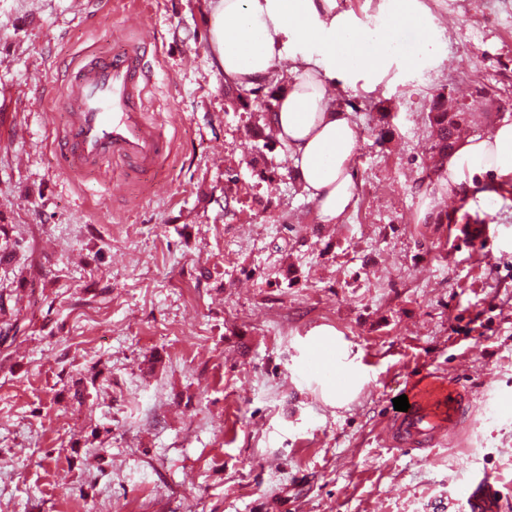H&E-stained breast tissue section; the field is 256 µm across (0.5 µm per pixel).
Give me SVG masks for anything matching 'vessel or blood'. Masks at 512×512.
<instances>
[{
    "label": "vessel or blood",
    "instance_id": "1",
    "mask_svg": "<svg viewBox=\"0 0 512 512\" xmlns=\"http://www.w3.org/2000/svg\"><path fill=\"white\" fill-rule=\"evenodd\" d=\"M70 80L72 92L55 102L66 114L58 151L67 173L102 177L114 168L142 174L163 166L173 140L145 109L153 77L142 43L87 55ZM406 396L408 411L395 412L384 427L397 449L433 450L465 425L475 403L471 390L434 373L415 377Z\"/></svg>",
    "mask_w": 512,
    "mask_h": 512
}]
</instances>
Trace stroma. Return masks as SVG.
<instances>
[{
  "label": "stroma",
  "instance_id": "35a3bbf8",
  "mask_svg": "<svg viewBox=\"0 0 512 512\" xmlns=\"http://www.w3.org/2000/svg\"><path fill=\"white\" fill-rule=\"evenodd\" d=\"M418 4L436 63L336 84L356 191L324 224L229 106L207 0H0V512H471L487 481L512 512V177L448 197L427 118L443 94L472 107L463 137L512 123V0ZM142 36L173 155L66 175L69 63ZM324 330L367 376L342 406L335 370L304 374ZM425 372L474 389L473 417L433 452L389 448Z\"/></svg>",
  "mask_w": 512,
  "mask_h": 512
}]
</instances>
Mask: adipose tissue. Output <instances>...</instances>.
<instances>
[{"label":"adipose tissue","mask_w":512,"mask_h":512,"mask_svg":"<svg viewBox=\"0 0 512 512\" xmlns=\"http://www.w3.org/2000/svg\"><path fill=\"white\" fill-rule=\"evenodd\" d=\"M209 44L226 84L265 85L283 60L295 78L281 92L273 115L279 140L293 162L299 186L319 220L335 224L354 199L351 163L358 134L350 114L337 106L336 83L373 85L393 65L408 70L438 55V42L417 0H387L380 22L360 26L337 0H208ZM416 34L404 50L399 29ZM512 176V123L459 141L441 175L452 195L476 194L486 177Z\"/></svg>","instance_id":"ef3b65f1"}]
</instances>
